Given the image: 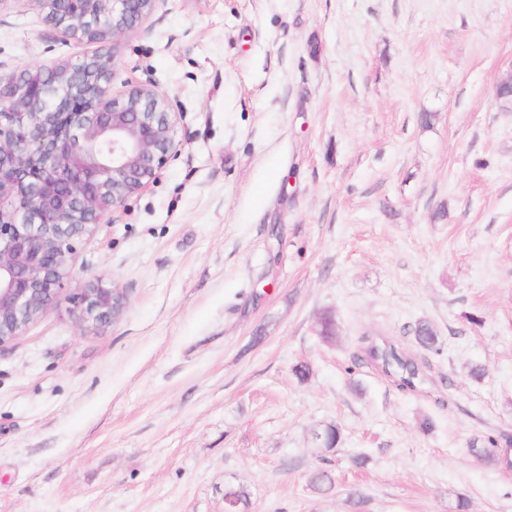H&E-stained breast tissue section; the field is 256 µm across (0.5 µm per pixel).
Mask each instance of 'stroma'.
Masks as SVG:
<instances>
[{
    "mask_svg": "<svg viewBox=\"0 0 512 512\" xmlns=\"http://www.w3.org/2000/svg\"><path fill=\"white\" fill-rule=\"evenodd\" d=\"M96 50L0 0V72ZM112 69L177 151L78 246L120 319L0 348V512H512V0H156ZM370 357L381 364L382 369L399 382L403 389L413 390L420 378L418 365L411 359L404 358L393 347L372 348Z\"/></svg>",
    "mask_w": 512,
    "mask_h": 512,
    "instance_id": "obj_1",
    "label": "stroma"
}]
</instances>
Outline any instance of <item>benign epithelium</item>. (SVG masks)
<instances>
[{
    "label": "benign epithelium",
    "instance_id": "1",
    "mask_svg": "<svg viewBox=\"0 0 512 512\" xmlns=\"http://www.w3.org/2000/svg\"><path fill=\"white\" fill-rule=\"evenodd\" d=\"M155 0H37L65 39L100 51L0 74V347L60 301L81 331L115 321L124 292L98 277L72 285L77 245L145 190L175 153L165 96L109 87L124 36Z\"/></svg>",
    "mask_w": 512,
    "mask_h": 512
}]
</instances>
